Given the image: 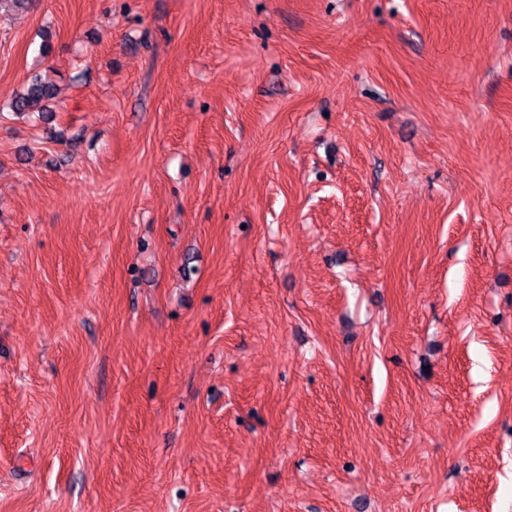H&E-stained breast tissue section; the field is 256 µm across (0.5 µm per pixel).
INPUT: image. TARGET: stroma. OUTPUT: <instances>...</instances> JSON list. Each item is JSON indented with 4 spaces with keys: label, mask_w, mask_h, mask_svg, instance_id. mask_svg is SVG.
I'll return each instance as SVG.
<instances>
[{
    "label": "stroma",
    "mask_w": 512,
    "mask_h": 512,
    "mask_svg": "<svg viewBox=\"0 0 512 512\" xmlns=\"http://www.w3.org/2000/svg\"><path fill=\"white\" fill-rule=\"evenodd\" d=\"M0 512H512V0L1 9ZM54 95V85L35 75L23 93L14 98L11 108L17 113L44 112L47 109L42 102L52 99Z\"/></svg>",
    "instance_id": "stroma-1"
}]
</instances>
